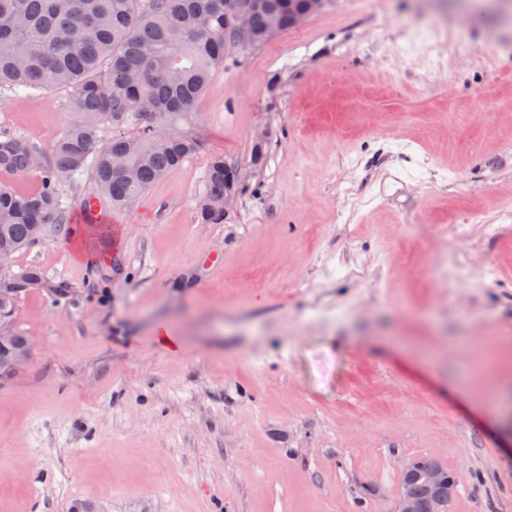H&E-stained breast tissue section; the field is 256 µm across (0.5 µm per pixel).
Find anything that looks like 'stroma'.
<instances>
[{
    "instance_id": "stroma-1",
    "label": "stroma",
    "mask_w": 512,
    "mask_h": 512,
    "mask_svg": "<svg viewBox=\"0 0 512 512\" xmlns=\"http://www.w3.org/2000/svg\"><path fill=\"white\" fill-rule=\"evenodd\" d=\"M76 117L0 90V139L43 155ZM193 128L126 209L82 217L95 184L64 181L15 255L42 283L0 381V512H394L425 456L461 475L449 512H512V0H326L229 55ZM216 155L244 181L204 224Z\"/></svg>"
}]
</instances>
